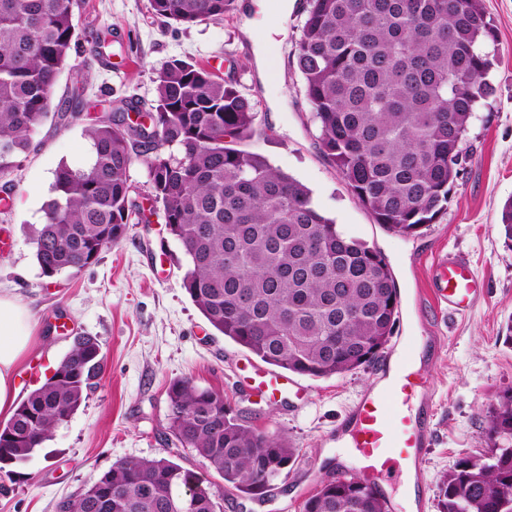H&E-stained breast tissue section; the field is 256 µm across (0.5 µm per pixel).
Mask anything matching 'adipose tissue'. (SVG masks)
Wrapping results in <instances>:
<instances>
[{"mask_svg":"<svg viewBox=\"0 0 512 512\" xmlns=\"http://www.w3.org/2000/svg\"><path fill=\"white\" fill-rule=\"evenodd\" d=\"M34 326L28 309L0 296V413H12L18 396L15 374L32 349Z\"/></svg>","mask_w":512,"mask_h":512,"instance_id":"obj_1","label":"adipose tissue"}]
</instances>
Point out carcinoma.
Segmentation results:
<instances>
[{"instance_id":"carcinoma-1","label":"carcinoma","mask_w":512,"mask_h":512,"mask_svg":"<svg viewBox=\"0 0 512 512\" xmlns=\"http://www.w3.org/2000/svg\"><path fill=\"white\" fill-rule=\"evenodd\" d=\"M234 0H149L190 27L220 21ZM76 24L73 0H0V174L17 168L48 118ZM483 0H306L293 53L323 153L379 224L410 235L445 209L462 145L491 67ZM149 126L126 123L127 100L84 132L89 166L55 173L34 232L41 274L79 271L143 219L129 169L142 157L150 200L186 258L182 288L210 326L262 362L313 378L371 363L388 343L397 289L375 248L346 236L304 184L235 144L254 133L256 103L233 77L183 59L155 78ZM78 81L54 116L82 102ZM176 147L178 154L161 151ZM96 338L80 336L55 373L0 429V471L27 462L82 405L103 368ZM169 437L209 461L224 489L259 496L296 456L284 435L244 423L224 395L188 379L168 390ZM494 442L480 464L444 476L439 512H512V391L489 415ZM63 512H219V491L160 457L113 463L60 504ZM304 512H387L361 478L322 484Z\"/></svg>"}]
</instances>
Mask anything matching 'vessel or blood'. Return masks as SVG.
<instances>
[{
  "instance_id": "obj_1",
  "label": "vessel or blood",
  "mask_w": 512,
  "mask_h": 512,
  "mask_svg": "<svg viewBox=\"0 0 512 512\" xmlns=\"http://www.w3.org/2000/svg\"><path fill=\"white\" fill-rule=\"evenodd\" d=\"M435 298L450 312L465 314L479 297L476 275L462 258H437L433 266ZM412 349L393 358L382 387L364 393L338 426L337 441L357 451L360 471L373 481L396 472L420 470L429 444V417L416 405L427 380L413 362Z\"/></svg>"
}]
</instances>
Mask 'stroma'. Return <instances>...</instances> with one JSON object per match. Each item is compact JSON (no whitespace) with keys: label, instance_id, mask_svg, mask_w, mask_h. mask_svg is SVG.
Returning <instances> with one entry per match:
<instances>
[{"label":"stroma","instance_id":"obj_1","mask_svg":"<svg viewBox=\"0 0 512 512\" xmlns=\"http://www.w3.org/2000/svg\"><path fill=\"white\" fill-rule=\"evenodd\" d=\"M278 2L236 0L223 21L185 28L154 16L149 0H76L83 29L52 99L62 101L76 79L86 78L82 118L61 129L45 120L18 169L0 177V197L9 199L8 210L0 211V294L25 305L35 326L37 342L16 376L21 394L38 388L49 365L80 336L98 340L104 368L77 412L16 475L0 474V512H58L61 500L115 461L171 454L161 436L170 418L167 389L179 378L222 393L246 423L287 436L299 450L261 499L228 492L224 512H303L324 481L359 473L354 449L334 440L336 426L380 376L382 362L328 378L292 373L281 397L264 395L255 374L273 373V366L211 328L183 288V251L161 208L146 199L142 160L129 170L145 199L142 223L128 225L116 245L80 272L49 279L36 262L32 228L43 221L56 171L85 167L91 159L86 124L120 99L149 107L158 71L175 58L234 74L242 94L257 104L255 132L241 149L307 186L322 214L388 263L399 300L388 345L406 338L417 343L435 408L412 512H439L448 470L461 457L489 453L487 418L512 389V241L499 227L502 206L512 197V0H484L495 25L482 45L492 62V90L475 113L446 209L409 236L377 224L323 154L292 58L306 3L292 0L284 15ZM94 31L111 38L107 57L91 52ZM438 254L463 257L477 273L480 298L466 314L435 301L429 266ZM174 457L217 481L193 449Z\"/></svg>","mask_w":512,"mask_h":512}]
</instances>
